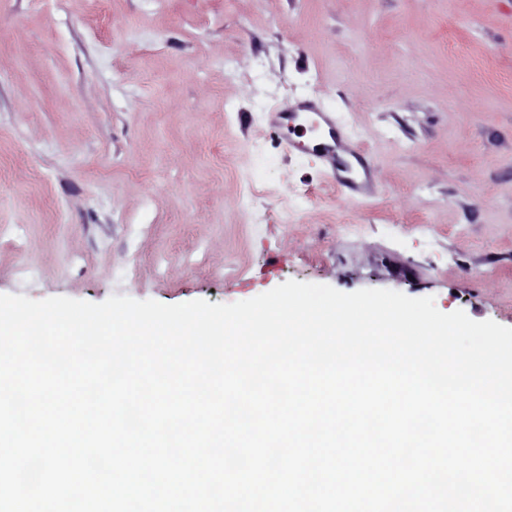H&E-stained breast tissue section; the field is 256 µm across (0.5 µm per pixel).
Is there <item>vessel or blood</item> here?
Segmentation results:
<instances>
[{"mask_svg": "<svg viewBox=\"0 0 512 512\" xmlns=\"http://www.w3.org/2000/svg\"><path fill=\"white\" fill-rule=\"evenodd\" d=\"M270 124L284 135L289 150L322 160L342 195L363 190V183L346 177L339 164L347 138L335 113L318 111L315 103L307 100L272 113Z\"/></svg>", "mask_w": 512, "mask_h": 512, "instance_id": "b4317fda", "label": "vessel or blood"}]
</instances>
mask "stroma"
<instances>
[{
  "instance_id": "1",
  "label": "stroma",
  "mask_w": 512,
  "mask_h": 512,
  "mask_svg": "<svg viewBox=\"0 0 512 512\" xmlns=\"http://www.w3.org/2000/svg\"><path fill=\"white\" fill-rule=\"evenodd\" d=\"M309 96L373 192L269 125ZM289 280L512 327V0H0V294Z\"/></svg>"
}]
</instances>
